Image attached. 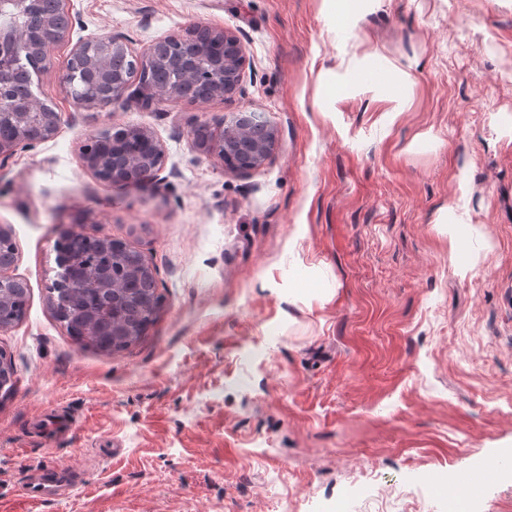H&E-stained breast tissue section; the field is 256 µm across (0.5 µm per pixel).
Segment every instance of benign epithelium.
<instances>
[{"label": "benign epithelium", "mask_w": 512, "mask_h": 512, "mask_svg": "<svg viewBox=\"0 0 512 512\" xmlns=\"http://www.w3.org/2000/svg\"><path fill=\"white\" fill-rule=\"evenodd\" d=\"M63 7L36 12L32 0H0V17L13 24L0 27V73L5 68L31 69L26 74L24 94L10 92L0 80V122L13 125L9 139H0V162L16 152L34 148L55 137L60 115L33 92L32 75L53 67L50 46L70 34L74 17ZM47 29L53 38L15 53L11 46L22 34ZM246 54L241 39L232 31L201 25L182 34L156 40L144 53L133 51L119 34H99L78 40L71 49L62 82L71 98L81 107L104 106L135 96L148 108L180 97L197 82L209 89L208 98H229L241 92ZM276 132L259 112L234 113L221 122L220 132L208 124L192 134L191 147L205 157H217L232 169L247 174L264 166L273 153ZM84 166L107 183L141 185L151 181L163 165L162 142L149 128L125 125L110 127L90 137L82 145ZM73 231L60 234L56 245L57 272L48 286V299L66 327L75 330L80 341L97 347V327L108 325L120 340L134 335L131 325L115 318L111 306L98 310L82 305L81 289L94 288L112 297V306L139 298L137 281L156 276L155 268L142 253L120 274L115 262L132 247L107 234L90 236L95 248L93 259L73 253L68 241ZM17 256L10 230L0 226V331L23 318L18 299L17 279L6 274ZM15 384L11 356L0 350V393Z\"/></svg>", "instance_id": "1"}]
</instances>
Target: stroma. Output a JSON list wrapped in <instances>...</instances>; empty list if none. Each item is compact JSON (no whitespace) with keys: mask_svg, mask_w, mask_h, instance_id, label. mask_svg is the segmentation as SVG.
I'll list each match as a JSON object with an SVG mask.
<instances>
[{"mask_svg":"<svg viewBox=\"0 0 512 512\" xmlns=\"http://www.w3.org/2000/svg\"><path fill=\"white\" fill-rule=\"evenodd\" d=\"M80 19L33 90L59 133L0 163V225L24 319L0 332V512H445L481 476L512 512V0H69ZM197 25L241 39L228 99L79 107V38L145 52ZM415 65L379 85L382 65ZM264 113L270 160L239 174L193 129ZM137 125L165 147L154 187L98 180L79 149ZM156 269L162 306L129 349L75 340L49 301L65 228ZM67 468L31 504V475Z\"/></svg>","mask_w":512,"mask_h":512,"instance_id":"stroma-1","label":"stroma"}]
</instances>
